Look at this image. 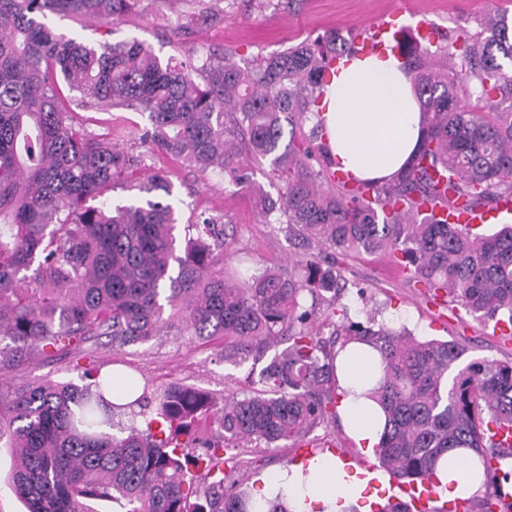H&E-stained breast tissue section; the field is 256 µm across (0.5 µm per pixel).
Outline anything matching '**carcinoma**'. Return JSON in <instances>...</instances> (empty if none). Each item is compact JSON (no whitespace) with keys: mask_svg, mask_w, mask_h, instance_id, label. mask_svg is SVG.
I'll return each instance as SVG.
<instances>
[{"mask_svg":"<svg viewBox=\"0 0 512 512\" xmlns=\"http://www.w3.org/2000/svg\"><path fill=\"white\" fill-rule=\"evenodd\" d=\"M138 2L0 0V380L32 355L55 361L102 337L122 348L172 331L219 337L224 361L262 367L249 371L248 393L220 407L176 383L151 396L134 376L115 380L100 366L83 369L80 385L0 391V446L12 449L9 485L26 512H252L249 478L227 451L305 442L335 422V359L352 342L371 346L383 365L365 393L385 415L378 467L431 484L442 455L470 450L487 478L482 512H495L500 486L512 481V444L493 441L494 429L512 428V360L462 366L459 342L349 320L337 309L340 273L312 255L286 270L224 266L235 253L229 225L206 217L179 235L172 182L134 176L111 138L75 126L63 89L85 107L146 114L140 146L202 173L224 171L262 214L280 213L307 241L341 255L389 254L408 281L512 332V225L486 234L418 210L446 192L470 210L512 197L508 12L488 13L471 40L444 51L457 63L438 65L426 48L404 53L420 144L390 181L347 173L335 194L322 189L333 163L314 167L327 147H314L302 125L330 62L363 48L338 46L330 31L251 68L208 56L199 83L135 38L95 48L46 22L54 14L108 23ZM249 161L269 164L282 183L277 198L251 188ZM118 185L138 196L87 205ZM322 317L327 337L314 329ZM283 335L288 346L265 358ZM135 406L150 419L120 424Z\"/></svg>","mask_w":512,"mask_h":512,"instance_id":"obj_1","label":"carcinoma"}]
</instances>
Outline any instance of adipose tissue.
Segmentation results:
<instances>
[{"instance_id": "ef3b65f1", "label": "adipose tissue", "mask_w": 512, "mask_h": 512, "mask_svg": "<svg viewBox=\"0 0 512 512\" xmlns=\"http://www.w3.org/2000/svg\"><path fill=\"white\" fill-rule=\"evenodd\" d=\"M328 135L329 154L338 169L364 181L391 177L405 166L421 136L420 112L410 77L392 53L341 59L323 87L318 105ZM380 365L378 354L357 346L338 374V410L346 435L364 452H373L383 432L375 403L361 395ZM439 494L465 498L484 481L478 457L471 451L451 452L435 467ZM366 481L349 475L330 455L308 465H293L278 479H262L255 503L282 496L290 512H341L356 502Z\"/></svg>"}]
</instances>
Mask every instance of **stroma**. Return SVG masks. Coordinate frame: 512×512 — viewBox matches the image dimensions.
I'll list each match as a JSON object with an SVG mask.
<instances>
[{
    "label": "stroma",
    "mask_w": 512,
    "mask_h": 512,
    "mask_svg": "<svg viewBox=\"0 0 512 512\" xmlns=\"http://www.w3.org/2000/svg\"><path fill=\"white\" fill-rule=\"evenodd\" d=\"M394 0H236L214 17L186 23L180 5L163 0H142L138 14L121 17L102 27L91 21L49 16L59 32L91 46L137 38L150 45L161 61L177 66L195 62L202 56L230 53L241 67L252 66L258 57H268L302 41L314 40L336 31L345 40L362 39L367 27L385 15ZM410 12L404 22L432 23L439 32V46L458 35L478 32L480 21L494 9L512 12V0H408ZM75 124L88 132L111 135L119 148H129L148 125L145 114L134 111H98L72 107ZM135 169L147 176L169 173L174 184L173 204L180 224L194 222L201 214L221 217L233 225L236 247L261 267L284 268L289 258L308 254L301 236L289 232L279 214L263 218L250 194L236 193L224 185L220 173L203 175L161 153L143 154ZM343 291L340 302L351 320L367 316L397 327L406 326L416 338L456 340L464 344L468 359L505 360L512 358V336L503 335L494 323H480L463 307L444 297H432L423 288L408 285L404 273L388 255H347L337 259ZM220 340H202L176 333L121 349L99 346L94 363H109L128 370L140 382L160 389L171 383L194 387L216 403L243 396L248 386L249 364L225 362ZM73 359L47 363L31 358L11 374L10 385L52 380L78 382ZM299 448L283 443L266 447L251 443L244 455L248 473L273 475L296 464Z\"/></svg>",
    "instance_id": "obj_1"
}]
</instances>
